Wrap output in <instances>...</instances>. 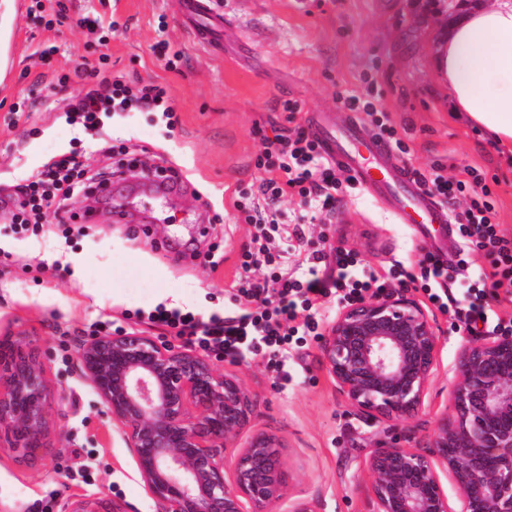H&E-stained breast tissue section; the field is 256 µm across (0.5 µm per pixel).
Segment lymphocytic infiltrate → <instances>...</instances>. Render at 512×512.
Instances as JSON below:
<instances>
[{
  "instance_id": "1",
  "label": "lymphocytic infiltrate",
  "mask_w": 512,
  "mask_h": 512,
  "mask_svg": "<svg viewBox=\"0 0 512 512\" xmlns=\"http://www.w3.org/2000/svg\"><path fill=\"white\" fill-rule=\"evenodd\" d=\"M78 26L90 36L101 53L97 64L82 63L62 82H74L76 89L64 99V109L72 125L96 129L108 112H158L167 128L180 125L177 109L165 85L157 81L133 79L106 69L105 40L100 16L83 14ZM333 98L351 111L362 114L377 136L385 139L401 157L411 149L398 132L390 112L381 105V85L377 73L365 74L360 92H335ZM288 129H273L262 135L254 165L256 182L234 192L233 207L244 223L257 229L252 248L240 256V272L230 291V304L223 313L202 318L192 312L160 304L147 313L148 322L198 347L233 358L267 352L277 360L280 380H288V344L291 337L309 336L317 323L315 316L329 299L353 302L381 295L394 279L420 282L430 301L440 310H452L465 328L483 324L494 332H512V314L502 313L503 304H512V235L498 222L496 192L486 172L465 166L449 174L445 165L435 163L415 170L420 185L449 208L458 238L456 263L435 253H425L418 272L401 266L381 272L359 271L355 251L336 247L309 248L296 269H289L275 244V232L285 215L287 202L308 206L322 224L336 221V208L344 197L357 191L352 177L345 175L323 153L319 142L298 122L297 101L283 104ZM112 175L88 173L78 154L59 155L17 185L15 192L0 196L11 222L20 228L56 220L68 224L76 215L67 202L79 193H93L110 184ZM490 260L489 269L473 270L471 255ZM270 266L269 278L260 280L255 272Z\"/></svg>"
}]
</instances>
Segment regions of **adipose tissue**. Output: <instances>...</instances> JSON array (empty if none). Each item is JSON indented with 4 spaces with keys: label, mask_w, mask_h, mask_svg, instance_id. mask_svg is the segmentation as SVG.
Here are the masks:
<instances>
[{
    "label": "adipose tissue",
    "mask_w": 512,
    "mask_h": 512,
    "mask_svg": "<svg viewBox=\"0 0 512 512\" xmlns=\"http://www.w3.org/2000/svg\"><path fill=\"white\" fill-rule=\"evenodd\" d=\"M448 98L472 126L512 154V0H493L441 44Z\"/></svg>",
    "instance_id": "adipose-tissue-1"
}]
</instances>
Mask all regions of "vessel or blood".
Segmentation results:
<instances>
[{
    "instance_id": "b4317fda",
    "label": "vessel or blood",
    "mask_w": 512,
    "mask_h": 512,
    "mask_svg": "<svg viewBox=\"0 0 512 512\" xmlns=\"http://www.w3.org/2000/svg\"><path fill=\"white\" fill-rule=\"evenodd\" d=\"M175 6L197 42L215 45L226 23L213 0H175ZM311 124L312 134L322 144L327 158L343 168L356 186L390 210L398 223L435 224L449 230L447 207L418 184L356 113L342 106L318 109L311 113Z\"/></svg>"
}]
</instances>
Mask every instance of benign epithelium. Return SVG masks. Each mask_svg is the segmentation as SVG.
<instances>
[{"mask_svg": "<svg viewBox=\"0 0 512 512\" xmlns=\"http://www.w3.org/2000/svg\"><path fill=\"white\" fill-rule=\"evenodd\" d=\"M440 334L406 288L343 307L321 347L328 372L361 415L408 421L436 370ZM78 368L121 427L157 512H273L287 485L282 444L250 427L240 380L188 347L144 334L86 339ZM443 414L422 453L393 442L367 461L372 512H451L437 465L459 490L460 512H512V334L461 348ZM38 347L0 337V447L26 463L54 447L55 411ZM234 449L231 461L224 450ZM65 512H102L79 498Z\"/></svg>", "mask_w": 512, "mask_h": 512, "instance_id": "obj_1", "label": "benign epithelium"}]
</instances>
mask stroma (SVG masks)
Masks as SVG:
<instances>
[{
    "mask_svg": "<svg viewBox=\"0 0 512 512\" xmlns=\"http://www.w3.org/2000/svg\"><path fill=\"white\" fill-rule=\"evenodd\" d=\"M56 1L15 0L14 72L10 87L0 88V185H16L69 150L88 170L112 166L104 148L121 138L144 162L181 169L189 186L152 198L119 184L107 204L77 195L69 202L76 223L45 224L33 233L0 222V250L11 255L0 266V336L28 337L45 352L46 376L61 397L49 455L24 464L0 449V512H63L82 496L115 512H155L133 454L77 368V347L118 329L171 342L166 331L124 317L161 303L205 317L223 312L240 254L256 232L232 207L237 186L257 176L255 127H287L288 99L307 111L334 107V91L360 90L363 74L378 70L382 106L411 147L412 166L481 167L497 181L498 220L510 234L512 158L456 115L447 85L433 74L436 48L449 25L474 10L473 0H452L446 13L426 15L413 12L410 0H395L388 13L376 0H310L305 7L295 0H214L230 19L220 55L183 30L171 0H64L67 12L49 29L41 9ZM84 12L118 22L107 48L113 70L166 84L180 126L167 129L147 112L105 116L90 132L69 125L50 81L86 53L76 24ZM163 39L181 52L179 70H167L152 54L151 45ZM47 45L55 53L40 58ZM27 96L39 98L37 111L6 125ZM341 206L347 223L314 225L312 241L354 249L377 269L416 262L429 250L448 259L456 254L438 227L423 232L395 223L365 194L343 198ZM409 289L442 338L438 371L411 421L357 415L327 371L316 337L293 351L283 386L268 357L217 361L257 401L251 431L284 445L288 495L274 512H290L298 501L315 512H369L371 452L394 441L426 447L451 405L454 366L470 336L452 313L429 304L419 284Z\"/></svg>",
    "mask_w": 512,
    "mask_h": 512,
    "instance_id": "1",
    "label": "stroma"
}]
</instances>
